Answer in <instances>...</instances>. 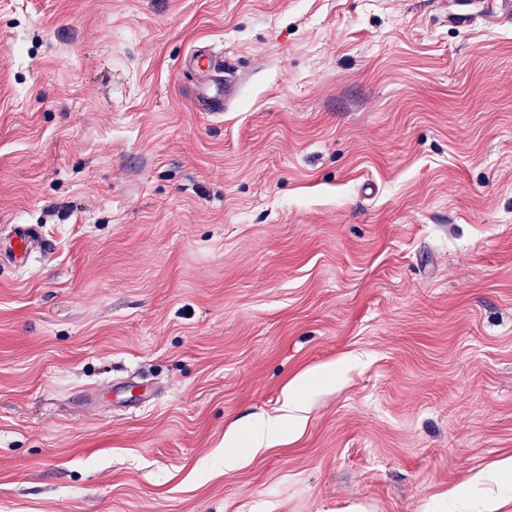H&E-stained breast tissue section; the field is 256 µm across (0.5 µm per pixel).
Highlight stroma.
Instances as JSON below:
<instances>
[{
    "label": "stroma",
    "mask_w": 512,
    "mask_h": 512,
    "mask_svg": "<svg viewBox=\"0 0 512 512\" xmlns=\"http://www.w3.org/2000/svg\"><path fill=\"white\" fill-rule=\"evenodd\" d=\"M11 224L46 245L0 262V512H448L512 460V20L478 0H0ZM295 383L304 430L225 471ZM185 65L198 77L195 96L199 104L221 111L237 95L238 81L229 63L204 51L191 54ZM239 436L237 430H231L224 436V468L240 466L246 462L247 457L239 450Z\"/></svg>",
    "instance_id": "35a3bbf8"
}]
</instances>
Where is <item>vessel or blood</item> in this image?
Here are the masks:
<instances>
[{"mask_svg": "<svg viewBox=\"0 0 512 512\" xmlns=\"http://www.w3.org/2000/svg\"><path fill=\"white\" fill-rule=\"evenodd\" d=\"M186 65L198 77L195 96L199 104L223 110L237 95L238 81L229 63L204 51L190 55ZM42 237V230L35 224L14 225L4 241L0 242V259L16 265L26 263Z\"/></svg>", "mask_w": 512, "mask_h": 512, "instance_id": "obj_1", "label": "vessel or blood"}]
</instances>
